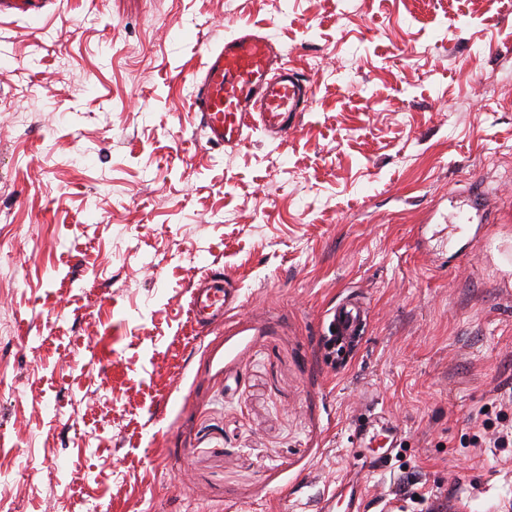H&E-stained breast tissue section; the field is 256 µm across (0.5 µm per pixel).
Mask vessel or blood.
Masks as SVG:
<instances>
[{"label":"vessel or blood","instance_id":"vessel-or-blood-1","mask_svg":"<svg viewBox=\"0 0 512 512\" xmlns=\"http://www.w3.org/2000/svg\"><path fill=\"white\" fill-rule=\"evenodd\" d=\"M49 0H0V15L37 14ZM229 34L222 43L204 45V63L194 77V109L207 144L239 146L252 130H262L272 140H286L296 128L300 113L308 111L313 87L285 62L270 34L238 28L225 22ZM239 301V294L223 274L211 273L191 293V319L199 332L221 323ZM365 301L350 295L337 303L330 326L336 343L346 347L368 319ZM401 426L379 413H369L355 432L356 442L376 440L398 447Z\"/></svg>","mask_w":512,"mask_h":512}]
</instances>
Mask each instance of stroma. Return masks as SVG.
I'll list each match as a JSON object with an SVG mask.
<instances>
[{"label": "stroma", "instance_id": "1", "mask_svg": "<svg viewBox=\"0 0 512 512\" xmlns=\"http://www.w3.org/2000/svg\"><path fill=\"white\" fill-rule=\"evenodd\" d=\"M229 18L314 88L286 140L205 143L191 80ZM1 214L9 512H322L348 483L362 512H512V0L2 17ZM210 269L241 307L198 334ZM348 293L370 319L331 362ZM368 405L404 434L366 470Z\"/></svg>", "mask_w": 512, "mask_h": 512}]
</instances>
